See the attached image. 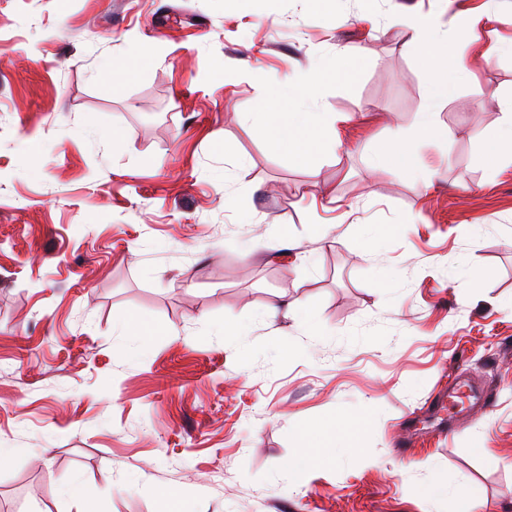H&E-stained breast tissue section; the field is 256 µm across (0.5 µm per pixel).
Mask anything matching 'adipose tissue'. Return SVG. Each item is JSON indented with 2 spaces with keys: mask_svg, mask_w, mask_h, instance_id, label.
<instances>
[{
  "mask_svg": "<svg viewBox=\"0 0 512 512\" xmlns=\"http://www.w3.org/2000/svg\"><path fill=\"white\" fill-rule=\"evenodd\" d=\"M412 40L418 43L424 65L431 76V100L448 99L454 92L457 78L448 72V38L433 22L422 18L412 22ZM358 57L348 48L336 50L329 58L318 63L296 85L301 89V97L314 99L318 86L329 77L343 82L352 81L357 74ZM252 126L263 131L267 141L276 147L290 148L295 157L308 163L313 159L335 153L340 138V130L348 117L341 112H311L296 107L291 112L278 111L273 103L261 104L258 111L248 117ZM397 163L405 172L411 173L414 183L428 185L429 179L417 166L407 150L402 136H394L372 153V169H380L386 163ZM359 425L357 417L338 415L320 422L310 429L309 443L302 446L299 454L289 461L288 473L293 480H300L313 467L317 459L334 455L333 446L324 444V437H332L347 442L355 435Z\"/></svg>",
  "mask_w": 512,
  "mask_h": 512,
  "instance_id": "adipose-tissue-1",
  "label": "adipose tissue"
}]
</instances>
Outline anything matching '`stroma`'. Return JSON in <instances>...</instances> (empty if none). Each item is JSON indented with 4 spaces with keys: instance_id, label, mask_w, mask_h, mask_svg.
I'll return each instance as SVG.
<instances>
[{
    "instance_id": "35a3bbf8",
    "label": "stroma",
    "mask_w": 512,
    "mask_h": 512,
    "mask_svg": "<svg viewBox=\"0 0 512 512\" xmlns=\"http://www.w3.org/2000/svg\"><path fill=\"white\" fill-rule=\"evenodd\" d=\"M432 12L474 73L435 104L401 23ZM510 41L512 0H0V512H512V164L482 146ZM339 44L366 59L311 106L350 121L303 166L247 117ZM396 131L427 191L371 172ZM339 414L350 447L289 486ZM358 425L359 419L357 417L341 414L320 422L317 426L310 429L306 435L311 440L331 436L334 441L338 439L341 442H349L357 432Z\"/></svg>"
}]
</instances>
